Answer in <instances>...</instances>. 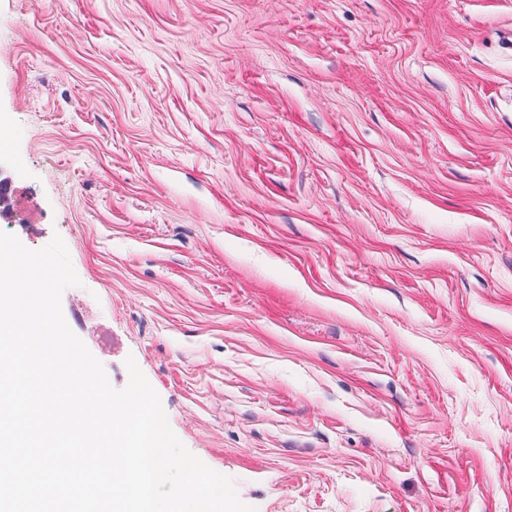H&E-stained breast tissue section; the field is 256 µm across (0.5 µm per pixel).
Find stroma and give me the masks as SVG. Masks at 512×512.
I'll return each instance as SVG.
<instances>
[{
  "instance_id": "stroma-1",
  "label": "stroma",
  "mask_w": 512,
  "mask_h": 512,
  "mask_svg": "<svg viewBox=\"0 0 512 512\" xmlns=\"http://www.w3.org/2000/svg\"><path fill=\"white\" fill-rule=\"evenodd\" d=\"M0 134L241 502L512 512V0H0Z\"/></svg>"
}]
</instances>
